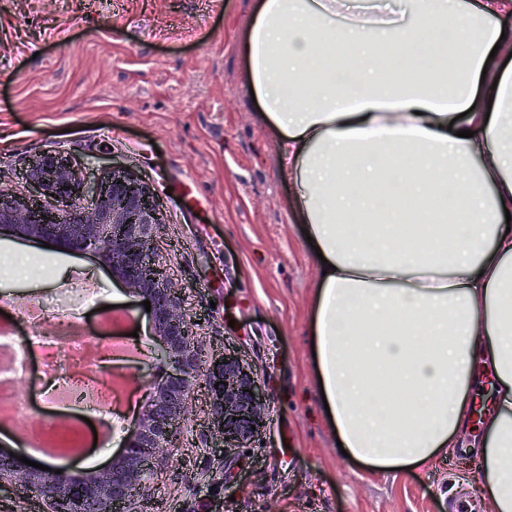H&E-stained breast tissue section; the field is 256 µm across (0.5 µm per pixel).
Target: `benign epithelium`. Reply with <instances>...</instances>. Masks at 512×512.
<instances>
[{
    "instance_id": "benign-epithelium-1",
    "label": "benign epithelium",
    "mask_w": 512,
    "mask_h": 512,
    "mask_svg": "<svg viewBox=\"0 0 512 512\" xmlns=\"http://www.w3.org/2000/svg\"><path fill=\"white\" fill-rule=\"evenodd\" d=\"M25 176L35 197L0 186V224L69 251L101 252L112 274L151 302L150 317L160 338L157 355L171 372L150 393L119 461L93 472L64 470L51 481L47 472L2 455L0 487L19 485L36 492L43 512H85L88 500L96 502V512H145L133 491L145 486L159 450L176 447L189 393L196 388L206 392L217 440L235 448L245 446L263 423L262 393L253 372L235 355H224L226 364L200 370V324L185 309L182 289L170 280L167 265L149 258L164 217L146 183L114 171L94 188L93 205L85 207L75 205L83 195L81 178L61 155L33 157Z\"/></svg>"
}]
</instances>
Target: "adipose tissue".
Here are the masks:
<instances>
[{
  "label": "adipose tissue",
  "instance_id": "obj_1",
  "mask_svg": "<svg viewBox=\"0 0 512 512\" xmlns=\"http://www.w3.org/2000/svg\"><path fill=\"white\" fill-rule=\"evenodd\" d=\"M410 2L413 24L387 0H322L314 13L307 0H261L244 51L293 212L331 266L312 360L338 440L370 467H427L480 422L479 495L512 512V71L491 56L512 53V30L494 22L512 0ZM350 12L359 26L331 25ZM339 41L354 48L342 72L329 56ZM381 42L399 45L415 85L393 77ZM448 52L451 89L439 77ZM395 186L430 208L410 239ZM439 190L448 205L434 210ZM479 358L493 379L477 400Z\"/></svg>",
  "mask_w": 512,
  "mask_h": 512
}]
</instances>
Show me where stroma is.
Segmentation results:
<instances>
[{"instance_id":"obj_1","label":"stroma","mask_w":512,"mask_h":512,"mask_svg":"<svg viewBox=\"0 0 512 512\" xmlns=\"http://www.w3.org/2000/svg\"><path fill=\"white\" fill-rule=\"evenodd\" d=\"M259 0H0V185L27 189L34 156H68L86 187L112 171L146 182L166 214L154 259L171 268L186 309L202 322L206 356L238 353L256 373L265 425L247 451L216 452L203 390L188 398L177 448L146 482L160 512H450L460 489L481 479L470 447L449 449L416 471L369 468L338 448L310 360L315 252L291 214L276 133L254 102L242 46ZM98 292L78 322L96 331L101 309L127 305L146 357L110 440L90 458L53 467L94 471L122 453L154 385L168 368L142 300L94 250L46 248L0 228L5 314L29 299L66 307L77 280ZM41 364L28 354L16 382L29 411L0 430V453L39 410Z\"/></svg>"}]
</instances>
